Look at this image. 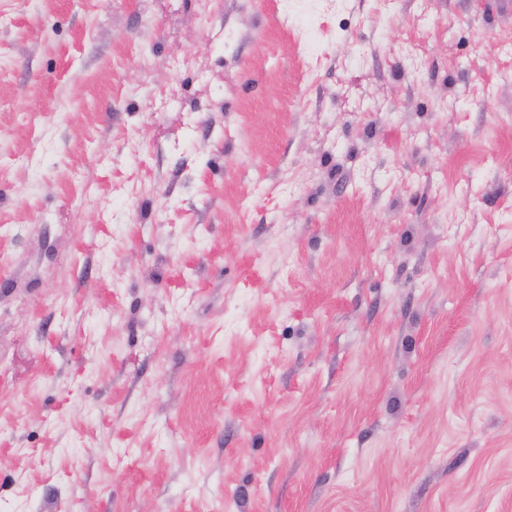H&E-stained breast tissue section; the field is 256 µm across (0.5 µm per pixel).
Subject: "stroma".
I'll use <instances>...</instances> for the list:
<instances>
[{"instance_id":"stroma-1","label":"stroma","mask_w":512,"mask_h":512,"mask_svg":"<svg viewBox=\"0 0 512 512\" xmlns=\"http://www.w3.org/2000/svg\"><path fill=\"white\" fill-rule=\"evenodd\" d=\"M0 512H512V0H0Z\"/></svg>"}]
</instances>
